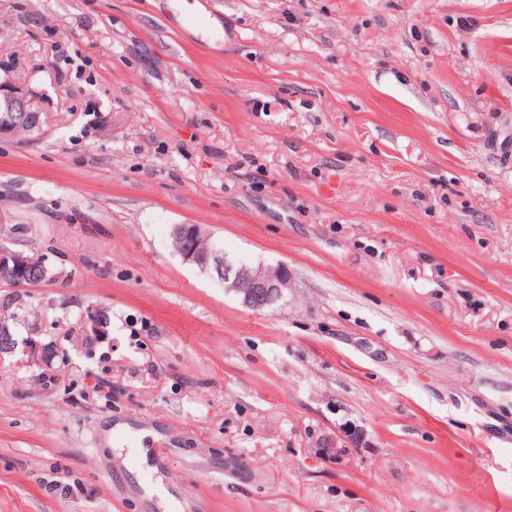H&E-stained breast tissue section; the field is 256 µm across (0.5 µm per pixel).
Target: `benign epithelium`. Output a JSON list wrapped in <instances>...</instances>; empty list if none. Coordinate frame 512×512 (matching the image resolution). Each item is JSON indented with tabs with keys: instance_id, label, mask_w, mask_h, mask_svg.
<instances>
[{
	"instance_id": "1",
	"label": "benign epithelium",
	"mask_w": 512,
	"mask_h": 512,
	"mask_svg": "<svg viewBox=\"0 0 512 512\" xmlns=\"http://www.w3.org/2000/svg\"><path fill=\"white\" fill-rule=\"evenodd\" d=\"M38 100L39 92L29 84L13 79L0 81V135L13 134L19 121L32 131L42 130ZM180 255L184 262L203 271L216 268L224 276V288L235 292L244 305L255 310L272 308L283 298L285 283L291 282L288 268L282 264L232 262L219 253H200L189 247L184 248ZM30 264L31 258L26 251L0 246V269L19 273L15 278L17 286L28 287L32 281L38 285L50 284L56 280V275L50 273L49 266L44 263L33 270V277L22 276V273L30 271ZM20 344L24 346L30 362L46 365L48 356L36 339L29 337L20 341L8 326L0 324V354H12Z\"/></svg>"
}]
</instances>
